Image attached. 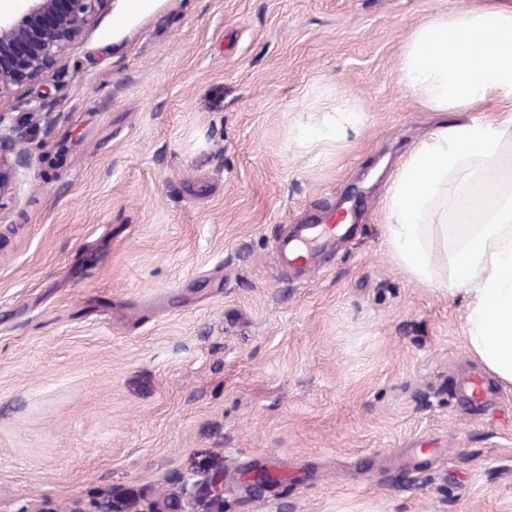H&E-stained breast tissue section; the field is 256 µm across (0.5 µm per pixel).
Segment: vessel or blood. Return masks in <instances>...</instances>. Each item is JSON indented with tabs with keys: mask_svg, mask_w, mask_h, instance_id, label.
Masks as SVG:
<instances>
[{
	"mask_svg": "<svg viewBox=\"0 0 512 512\" xmlns=\"http://www.w3.org/2000/svg\"><path fill=\"white\" fill-rule=\"evenodd\" d=\"M353 230L349 224H295L276 243V258L282 265L305 270L319 257L334 250L337 243L348 238ZM465 401L484 405L492 394L481 374L470 375L460 386Z\"/></svg>",
	"mask_w": 512,
	"mask_h": 512,
	"instance_id": "vessel-or-blood-1",
	"label": "vessel or blood"
}]
</instances>
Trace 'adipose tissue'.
Listing matches in <instances>:
<instances>
[{"instance_id":"1","label":"adipose tissue","mask_w":512,"mask_h":512,"mask_svg":"<svg viewBox=\"0 0 512 512\" xmlns=\"http://www.w3.org/2000/svg\"><path fill=\"white\" fill-rule=\"evenodd\" d=\"M396 79L425 108L456 118L397 166L383 200L387 243L418 282L467 295V346L512 385V9L425 18ZM491 102L500 118H484Z\"/></svg>"}]
</instances>
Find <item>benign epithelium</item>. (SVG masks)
<instances>
[{
    "mask_svg": "<svg viewBox=\"0 0 512 512\" xmlns=\"http://www.w3.org/2000/svg\"><path fill=\"white\" fill-rule=\"evenodd\" d=\"M13 13L0 16V98L14 87L38 79L62 56L105 6L107 0H15ZM29 154L12 138L0 134V196L11 188L17 171L29 165ZM205 500L206 512H224V479L213 475L205 484L192 483ZM97 512H187L172 498L138 508L120 509L102 502Z\"/></svg>",
    "mask_w": 512,
    "mask_h": 512,
    "instance_id": "1",
    "label": "benign epithelium"
}]
</instances>
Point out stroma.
<instances>
[{
  "label": "stroma",
  "mask_w": 512,
  "mask_h": 512,
  "mask_svg": "<svg viewBox=\"0 0 512 512\" xmlns=\"http://www.w3.org/2000/svg\"><path fill=\"white\" fill-rule=\"evenodd\" d=\"M470 5L512 0H107L0 98L30 153L0 197V512L217 472L224 512H512V386L459 401L466 298L398 266L382 209L453 118L397 83L404 41ZM345 105L358 134L307 137ZM339 204L349 238L280 266ZM330 220V224H292L276 243L278 262L305 272L321 255L336 249L338 242L350 236L353 224H335L336 211Z\"/></svg>",
  "instance_id": "obj_1"
}]
</instances>
